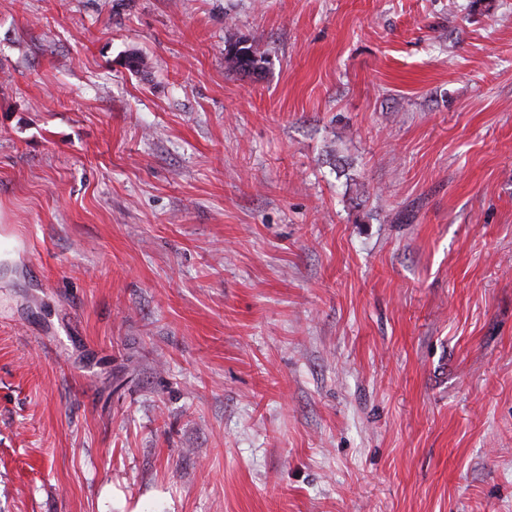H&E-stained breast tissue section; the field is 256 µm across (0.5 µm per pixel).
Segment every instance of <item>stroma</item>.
<instances>
[{"mask_svg":"<svg viewBox=\"0 0 512 512\" xmlns=\"http://www.w3.org/2000/svg\"><path fill=\"white\" fill-rule=\"evenodd\" d=\"M0 227V512H512V0H0ZM234 45V47L227 50L224 57L225 63L229 69H238L252 73H258L261 69L260 62L262 57L257 55L256 50L252 46ZM234 49V52H231Z\"/></svg>","mask_w":512,"mask_h":512,"instance_id":"35a3bbf8","label":"stroma"}]
</instances>
